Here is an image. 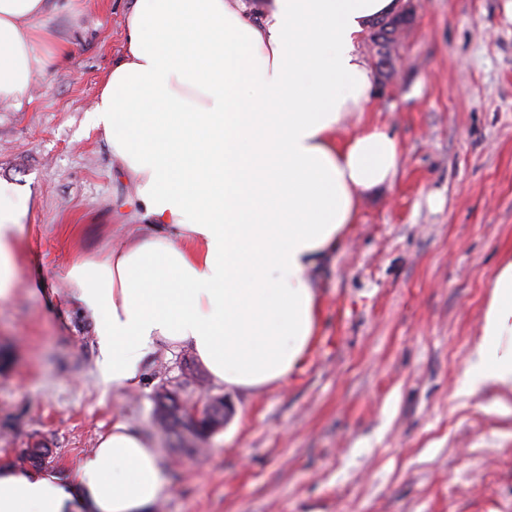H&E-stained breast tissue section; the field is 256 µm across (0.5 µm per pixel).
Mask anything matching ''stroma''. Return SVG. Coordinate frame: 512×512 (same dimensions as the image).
I'll use <instances>...</instances> for the list:
<instances>
[{
    "label": "stroma",
    "mask_w": 512,
    "mask_h": 512,
    "mask_svg": "<svg viewBox=\"0 0 512 512\" xmlns=\"http://www.w3.org/2000/svg\"><path fill=\"white\" fill-rule=\"evenodd\" d=\"M129 0H79L51 26L73 43L0 104V178L32 216L13 295L0 299V463L52 449L71 475L112 424L148 436L171 471L154 512H512V402L460 393L504 257L512 254V0H413L390 77L363 115L401 149L393 184L315 277L320 325L297 370L259 393L216 384L192 348L157 346L139 389L98 367L95 319L65 272L145 236L132 185L90 111L125 50ZM192 367L197 379L185 378ZM222 396L214 436L180 443L153 419L160 385Z\"/></svg>",
    "instance_id": "1"
}]
</instances>
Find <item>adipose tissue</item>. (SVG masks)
Wrapping results in <instances>:
<instances>
[{"label":"adipose tissue","mask_w":512,"mask_h":512,"mask_svg":"<svg viewBox=\"0 0 512 512\" xmlns=\"http://www.w3.org/2000/svg\"><path fill=\"white\" fill-rule=\"evenodd\" d=\"M70 0H0V101L22 102L33 72L68 59L49 26ZM397 0H132L126 44L90 123L136 194L152 234L73 263L72 294L95 317L101 366L139 385L146 352L192 347L214 381L261 391L286 380L319 327L312 274L390 185L401 154L380 127L347 138L374 95L356 46ZM29 208L0 178V299L18 274ZM512 394V259L491 284L464 391ZM160 451L118 421L65 477L0 466V512H150L170 486Z\"/></svg>","instance_id":"ef3b65f1"}]
</instances>
